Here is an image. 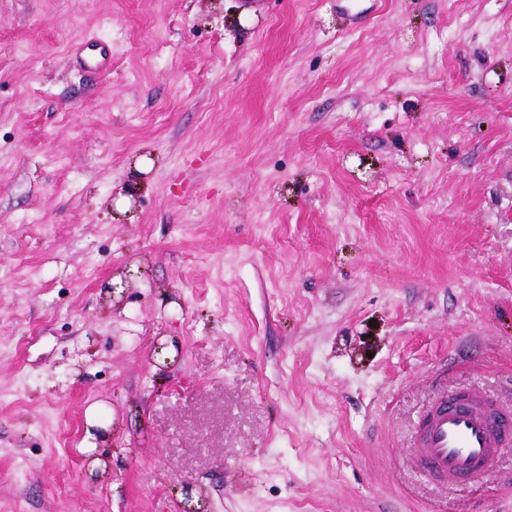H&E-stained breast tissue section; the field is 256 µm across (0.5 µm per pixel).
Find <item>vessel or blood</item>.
<instances>
[{
    "label": "vessel or blood",
    "instance_id": "vessel-or-blood-1",
    "mask_svg": "<svg viewBox=\"0 0 512 512\" xmlns=\"http://www.w3.org/2000/svg\"><path fill=\"white\" fill-rule=\"evenodd\" d=\"M501 422L477 396L445 394L416 432L414 460L424 473L465 483L481 476L503 443Z\"/></svg>",
    "mask_w": 512,
    "mask_h": 512
}]
</instances>
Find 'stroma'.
I'll list each match as a JSON object with an SVG mask.
<instances>
[{
	"mask_svg": "<svg viewBox=\"0 0 512 512\" xmlns=\"http://www.w3.org/2000/svg\"><path fill=\"white\" fill-rule=\"evenodd\" d=\"M444 388L512 404V0H0V512H512ZM495 410L483 398L444 394L416 432L414 460L434 478L468 482L485 472L494 448L503 444Z\"/></svg>",
	"mask_w": 512,
	"mask_h": 512,
	"instance_id": "stroma-1",
	"label": "stroma"
}]
</instances>
